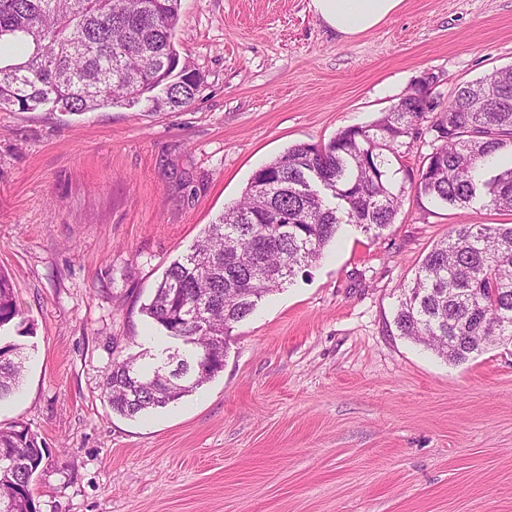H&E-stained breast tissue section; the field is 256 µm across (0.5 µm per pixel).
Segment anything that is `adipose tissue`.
Instances as JSON below:
<instances>
[{
	"label": "adipose tissue",
	"instance_id": "ef3b65f1",
	"mask_svg": "<svg viewBox=\"0 0 512 512\" xmlns=\"http://www.w3.org/2000/svg\"><path fill=\"white\" fill-rule=\"evenodd\" d=\"M405 0H310L311 11L330 29L350 39L397 14Z\"/></svg>",
	"mask_w": 512,
	"mask_h": 512
}]
</instances>
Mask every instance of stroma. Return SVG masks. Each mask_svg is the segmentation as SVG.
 Here are the masks:
<instances>
[{"label":"stroma","mask_w":512,"mask_h":512,"mask_svg":"<svg viewBox=\"0 0 512 512\" xmlns=\"http://www.w3.org/2000/svg\"><path fill=\"white\" fill-rule=\"evenodd\" d=\"M309 0H180L174 47L202 85L176 112L0 110V271L24 324L25 377L0 428L46 449L39 512H512V344L454 364L393 317L452 225L511 224L417 197L380 234L342 226L323 258L259 301L224 369L136 418L102 383L131 355L183 350L142 311L166 269L288 147L369 125L423 77L512 66V0H406L346 39Z\"/></svg>","instance_id":"stroma-1"}]
</instances>
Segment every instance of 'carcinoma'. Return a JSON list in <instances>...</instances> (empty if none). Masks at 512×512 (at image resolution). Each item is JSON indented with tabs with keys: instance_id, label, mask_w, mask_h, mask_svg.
<instances>
[{
	"instance_id": "1",
	"label": "carcinoma",
	"mask_w": 512,
	"mask_h": 512,
	"mask_svg": "<svg viewBox=\"0 0 512 512\" xmlns=\"http://www.w3.org/2000/svg\"><path fill=\"white\" fill-rule=\"evenodd\" d=\"M180 0H0V110L50 105L72 114L143 100L179 111L194 101L200 75L180 63L173 38ZM159 94H154V91ZM404 112L350 126L324 144L289 147L252 176L243 197L204 229L166 270L143 311L189 351L151 369L130 356L112 364L103 396L134 418L175 403L224 368V337L259 300L323 256L341 226L366 232L394 223L403 190L389 176L431 122L437 145L413 183L419 197L465 210L481 201L512 212V166L485 179L488 158L512 146V66L459 85L435 114L427 98ZM22 318L0 273V328ZM400 335L461 363L512 336V224H456L402 289ZM26 355L0 345V401L14 394ZM0 500L39 512L30 488L43 461L23 425L0 430Z\"/></svg>"
}]
</instances>
